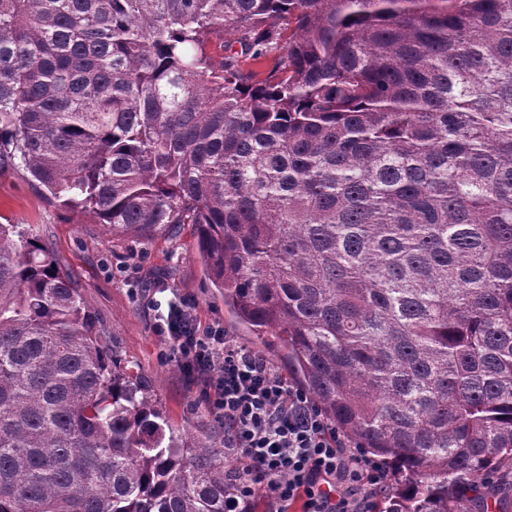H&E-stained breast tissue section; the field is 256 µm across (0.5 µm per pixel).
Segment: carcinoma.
I'll list each match as a JSON object with an SVG mask.
<instances>
[{
	"label": "carcinoma",
	"instance_id": "obj_1",
	"mask_svg": "<svg viewBox=\"0 0 512 512\" xmlns=\"http://www.w3.org/2000/svg\"><path fill=\"white\" fill-rule=\"evenodd\" d=\"M9 167L116 232L195 225L224 307L401 476L383 512L512 474V0H0ZM54 262L0 224V512H226L224 450L166 431Z\"/></svg>",
	"mask_w": 512,
	"mask_h": 512
}]
</instances>
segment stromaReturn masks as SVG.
I'll return each instance as SVG.
<instances>
[{
  "label": "stroma",
  "mask_w": 512,
  "mask_h": 512,
  "mask_svg": "<svg viewBox=\"0 0 512 512\" xmlns=\"http://www.w3.org/2000/svg\"><path fill=\"white\" fill-rule=\"evenodd\" d=\"M0 223L21 225L53 251L113 343L118 363L140 374L175 435L187 441L203 436L223 447L222 425L154 330L153 301L164 289L190 299L202 324L224 328L245 347H260L209 281L194 225L166 226L150 236L114 233L83 209L41 193L20 168L0 173Z\"/></svg>",
  "instance_id": "obj_1"
}]
</instances>
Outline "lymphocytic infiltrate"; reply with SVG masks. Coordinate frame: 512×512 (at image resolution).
Listing matches in <instances>:
<instances>
[{
	"mask_svg": "<svg viewBox=\"0 0 512 512\" xmlns=\"http://www.w3.org/2000/svg\"><path fill=\"white\" fill-rule=\"evenodd\" d=\"M173 359L224 427V455L235 461L227 512H251L259 486L269 512H370L385 472L352 451L306 393L267 358L219 326L200 328L193 306L174 297L155 326Z\"/></svg>",
	"mask_w": 512,
	"mask_h": 512,
	"instance_id": "obj_1",
	"label": "lymphocytic infiltrate"
}]
</instances>
